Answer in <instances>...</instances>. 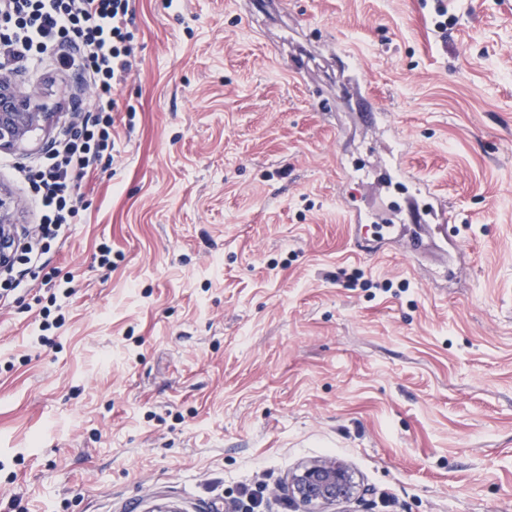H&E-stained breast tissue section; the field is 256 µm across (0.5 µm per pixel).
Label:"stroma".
I'll list each match as a JSON object with an SVG mask.
<instances>
[{"label": "stroma", "instance_id": "1", "mask_svg": "<svg viewBox=\"0 0 512 512\" xmlns=\"http://www.w3.org/2000/svg\"><path fill=\"white\" fill-rule=\"evenodd\" d=\"M447 4L443 40L432 0H135L119 154L0 301V504L296 512L328 458L360 497L326 512H512V0ZM13 78L56 114L0 151L33 238L20 171L93 92ZM423 187L446 241L357 250L348 204Z\"/></svg>", "mask_w": 512, "mask_h": 512}]
</instances>
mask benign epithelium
<instances>
[{
  "instance_id": "obj_1",
  "label": "benign epithelium",
  "mask_w": 512,
  "mask_h": 512,
  "mask_svg": "<svg viewBox=\"0 0 512 512\" xmlns=\"http://www.w3.org/2000/svg\"><path fill=\"white\" fill-rule=\"evenodd\" d=\"M50 117L40 94H18L11 74L0 72V150L21 146L32 131L48 124ZM15 211V200L0 187V271L9 268L18 241ZM288 492L303 506L300 512H318L314 509L318 504L353 498L356 484L342 463L323 459L307 463L294 473Z\"/></svg>"
}]
</instances>
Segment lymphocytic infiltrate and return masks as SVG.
<instances>
[{
    "label": "lymphocytic infiltrate",
    "mask_w": 512,
    "mask_h": 512,
    "mask_svg": "<svg viewBox=\"0 0 512 512\" xmlns=\"http://www.w3.org/2000/svg\"><path fill=\"white\" fill-rule=\"evenodd\" d=\"M132 20V0H0V69L32 68L52 52L83 74L95 95L92 108L26 173L42 212L41 238L58 237L83 180L113 156L114 93L135 56Z\"/></svg>",
    "instance_id": "obj_1"
}]
</instances>
